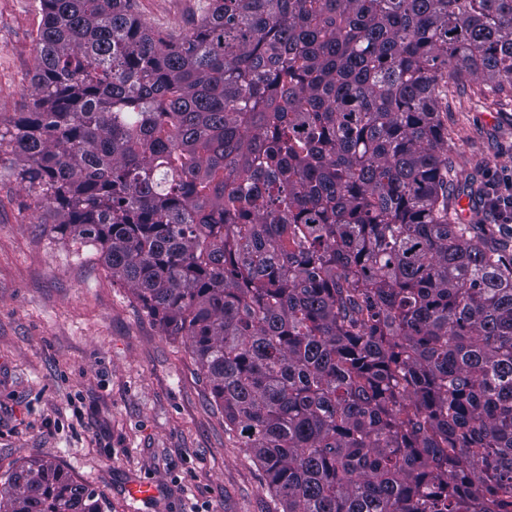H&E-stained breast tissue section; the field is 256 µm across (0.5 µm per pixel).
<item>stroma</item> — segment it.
Here are the masks:
<instances>
[{"label":"stroma","mask_w":512,"mask_h":512,"mask_svg":"<svg viewBox=\"0 0 512 512\" xmlns=\"http://www.w3.org/2000/svg\"><path fill=\"white\" fill-rule=\"evenodd\" d=\"M206 0H137L146 25L187 30ZM41 15L0 0V125L32 103ZM458 171L488 183L512 166V92L456 95L448 114ZM37 190L0 151V481L53 460L112 512H278L259 467L229 436L224 411L183 338L164 335L113 285L91 247L55 234ZM152 481L155 498L129 496Z\"/></svg>","instance_id":"35a3bbf8"}]
</instances>
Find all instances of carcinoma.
<instances>
[{"label": "carcinoma", "instance_id": "obj_1", "mask_svg": "<svg viewBox=\"0 0 512 512\" xmlns=\"http://www.w3.org/2000/svg\"><path fill=\"white\" fill-rule=\"evenodd\" d=\"M20 183L180 336L281 512H512V257L458 217L448 101L512 0H39ZM50 460L0 512H103ZM208 0H190L182 7L173 0H137V10L146 25L163 32H183L205 10Z\"/></svg>", "mask_w": 512, "mask_h": 512}]
</instances>
